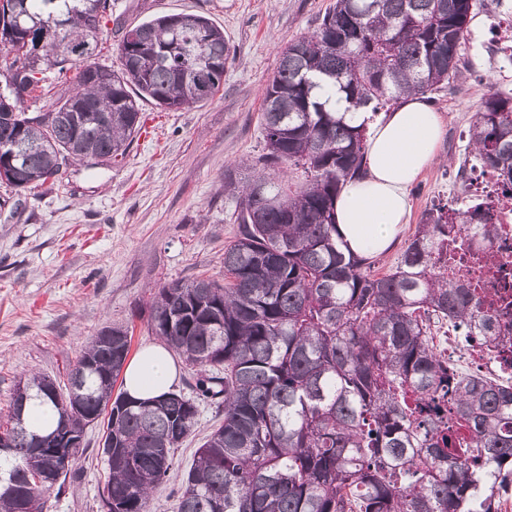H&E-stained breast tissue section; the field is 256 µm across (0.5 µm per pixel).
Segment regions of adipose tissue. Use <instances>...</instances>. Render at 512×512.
Listing matches in <instances>:
<instances>
[{
    "label": "adipose tissue",
    "mask_w": 512,
    "mask_h": 512,
    "mask_svg": "<svg viewBox=\"0 0 512 512\" xmlns=\"http://www.w3.org/2000/svg\"><path fill=\"white\" fill-rule=\"evenodd\" d=\"M443 136L439 113L418 95L370 123L365 156L367 174L348 182L336 200L340 240L353 254L375 256L393 244L410 212L408 190L438 158ZM175 367L161 346L144 348L125 368L127 393L137 399L171 390Z\"/></svg>",
    "instance_id": "ef3b65f1"
}]
</instances>
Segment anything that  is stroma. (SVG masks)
<instances>
[{
  "label": "stroma",
  "mask_w": 512,
  "mask_h": 512,
  "mask_svg": "<svg viewBox=\"0 0 512 512\" xmlns=\"http://www.w3.org/2000/svg\"><path fill=\"white\" fill-rule=\"evenodd\" d=\"M334 0H115V22L99 35L100 63L115 65L127 28L168 14H200L224 31L231 57L205 104L164 111L146 103L141 129L123 157L93 169L73 162L59 181L17 191L0 183V422L21 378L36 372L68 383L92 336L107 326L132 332L131 355L159 344L148 323L163 287L198 277L224 278V249L237 226L225 170L260 154L262 95L281 49L311 34ZM512 0H476L461 50L463 80L432 95L444 135L440 160L409 190V220L377 256L376 275L393 269L422 214L463 199L456 166L489 94L512 97ZM223 410L204 405L174 453L173 477L158 486L151 512H176L197 448ZM102 425L87 428L85 453L62 492L48 491L46 512H100L106 463Z\"/></svg>",
  "instance_id": "35a3bbf8"
}]
</instances>
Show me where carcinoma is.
I'll list each match as a JSON object with an SVG mask.
<instances>
[{"label": "carcinoma", "instance_id": "1", "mask_svg": "<svg viewBox=\"0 0 512 512\" xmlns=\"http://www.w3.org/2000/svg\"><path fill=\"white\" fill-rule=\"evenodd\" d=\"M473 0H336L318 28L282 50L263 92L264 147L242 180L235 240L224 248L227 284L209 278L161 289L152 332L198 367L195 397L154 400L114 392L128 331L106 328L82 350L70 393L31 374L28 399L51 402L56 424L32 428L13 392L0 437V512H44L63 486L90 415L108 414L112 443L104 512H150L175 449L200 403L224 402V421L195 453L177 512H502L512 498V384L460 375L436 351L445 320L504 358L502 320L512 298L491 299L464 276L448 280V237L471 224L496 237L495 207L512 204V98L486 97L469 130L472 164L500 193L427 210L394 270L376 277L366 257L336 244L334 204L364 173L367 129L336 111L322 83L349 107L388 111L406 93L437 94L462 79L460 52ZM112 20V0H0V182L17 190L59 179L70 161H112L140 130V102L177 111L210 100L230 56L224 31L202 15H167L125 32L120 67L91 57L89 20ZM60 24L42 47L39 25ZM74 72L72 92L46 112L25 99ZM112 333V344L103 340ZM79 411L66 413L72 395ZM64 428L76 442L34 454V440ZM56 469L44 482L43 467Z\"/></svg>", "mask_w": 512, "mask_h": 512}]
</instances>
